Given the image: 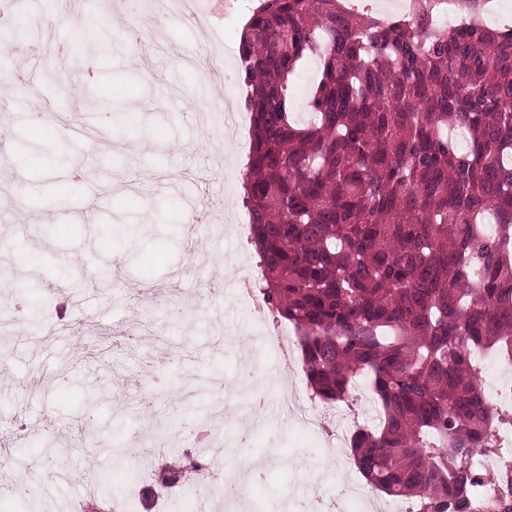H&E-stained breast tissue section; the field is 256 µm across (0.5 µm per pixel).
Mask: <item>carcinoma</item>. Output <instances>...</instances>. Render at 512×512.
<instances>
[{"mask_svg":"<svg viewBox=\"0 0 512 512\" xmlns=\"http://www.w3.org/2000/svg\"><path fill=\"white\" fill-rule=\"evenodd\" d=\"M496 5L259 0L238 42L260 293L294 329L313 398L369 378L379 423L349 448L371 486L421 512H467L471 450L495 422L474 355L512 360V23H486ZM109 34L88 15L74 49L107 51ZM25 38L19 20L0 46ZM309 59L302 123L289 88ZM167 452L182 465L164 488L205 465Z\"/></svg>","mask_w":512,"mask_h":512,"instance_id":"carcinoma-1","label":"carcinoma"}]
</instances>
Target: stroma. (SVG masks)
I'll use <instances>...</instances> for the list:
<instances>
[{"label":"stroma","mask_w":512,"mask_h":512,"mask_svg":"<svg viewBox=\"0 0 512 512\" xmlns=\"http://www.w3.org/2000/svg\"><path fill=\"white\" fill-rule=\"evenodd\" d=\"M250 0H199L208 17L199 31L177 22L155 34L149 66L122 46L93 59V73L73 62L49 63L10 49L0 60V473L39 478L40 492L23 498L0 480V512H73L86 494L112 499L126 489L128 469L109 467L113 446L135 447L167 429L176 448H192L231 478L249 485L242 512L260 505L274 512L276 493L291 505L317 494L334 512L346 486L364 479L346 454L284 424L271 402L247 449L236 445L248 411L223 415L225 443L200 446L184 425L195 411L179 402L188 379L200 381L198 405L212 411L210 380L235 382L241 366L258 372L256 386L276 394L288 380L299 395L308 385L298 357L283 360L248 309L235 300L236 276L226 267L253 262L246 238L226 236L242 223L241 173L250 128H228L213 113L210 127L197 114L210 104L239 108L240 88L214 89L200 65L216 48L225 69L238 68L237 35ZM35 42H71L83 13L77 0H15ZM92 88L95 100L82 97ZM110 103L114 122L99 120ZM43 115L33 134L26 116ZM143 145L140 154L131 148ZM90 156L89 177L73 180L74 157ZM29 193L16 200V190ZM56 211L59 221H44ZM41 275L53 299L46 316L18 311L19 282ZM165 373L167 388L142 404L144 377ZM95 402L106 429L84 441L80 424ZM30 441L14 442L18 424ZM49 437L56 455L44 457L32 438Z\"/></svg>","instance_id":"obj_1"}]
</instances>
